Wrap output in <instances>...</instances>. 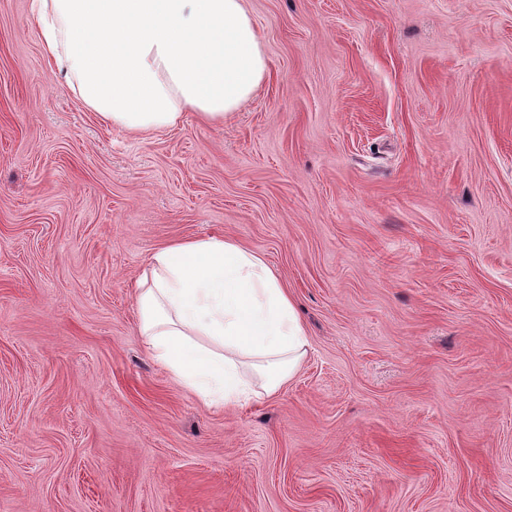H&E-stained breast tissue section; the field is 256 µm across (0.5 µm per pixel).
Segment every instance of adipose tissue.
Here are the masks:
<instances>
[{"label": "adipose tissue", "instance_id": "adipose-tissue-1", "mask_svg": "<svg viewBox=\"0 0 512 512\" xmlns=\"http://www.w3.org/2000/svg\"><path fill=\"white\" fill-rule=\"evenodd\" d=\"M35 2L52 73L120 132L162 131L186 112L224 123L268 72L246 0ZM138 305L148 351L210 406L277 393L308 351L277 274L231 238L157 249Z\"/></svg>", "mask_w": 512, "mask_h": 512}]
</instances>
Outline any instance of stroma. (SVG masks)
<instances>
[{
	"label": "stroma",
	"instance_id": "35a3bbf8",
	"mask_svg": "<svg viewBox=\"0 0 512 512\" xmlns=\"http://www.w3.org/2000/svg\"><path fill=\"white\" fill-rule=\"evenodd\" d=\"M228 122L131 136L0 0V512H512V0H248ZM232 237L310 347L206 405L138 333L160 246Z\"/></svg>",
	"mask_w": 512,
	"mask_h": 512
}]
</instances>
